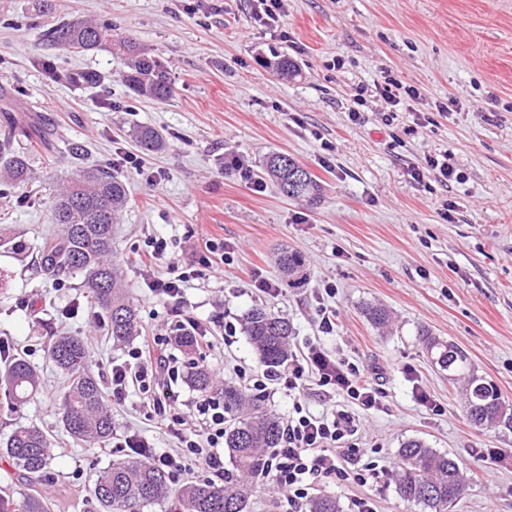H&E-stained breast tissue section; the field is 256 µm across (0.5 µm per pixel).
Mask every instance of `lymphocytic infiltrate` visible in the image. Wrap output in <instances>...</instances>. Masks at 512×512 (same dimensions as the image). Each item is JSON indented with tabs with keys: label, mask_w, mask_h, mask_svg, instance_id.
Here are the masks:
<instances>
[{
	"label": "lymphocytic infiltrate",
	"mask_w": 512,
	"mask_h": 512,
	"mask_svg": "<svg viewBox=\"0 0 512 512\" xmlns=\"http://www.w3.org/2000/svg\"><path fill=\"white\" fill-rule=\"evenodd\" d=\"M190 278V272L174 264L167 278L152 282L151 290L156 296L173 302L167 328L137 336L126 359L112 366L107 384L116 400L124 397L129 386H138L146 396L148 417L178 439L177 453L164 452L155 457L156 464L170 477H178L191 463L209 479L220 480L224 477V456L220 452L224 443V401L209 396L186 402L179 385V361L173 354L176 343L186 335L194 338L195 354L205 355L210 347L206 326L179 304L183 286ZM311 378L318 386L331 388L363 409L380 406L377 390L359 367L329 355L314 343L300 353L291 354L287 365L270 376L276 390L291 395L299 393L303 383ZM191 416L198 423L197 429L187 426ZM353 432L354 418L345 410L329 416L300 411L289 416L284 444L272 451L268 469L276 484L287 492V512H301L317 481L347 476L355 450L342 447L341 442Z\"/></svg>",
	"instance_id": "obj_1"
}]
</instances>
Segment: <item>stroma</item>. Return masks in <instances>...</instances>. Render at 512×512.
Returning <instances> with one entry per match:
<instances>
[{
	"mask_svg": "<svg viewBox=\"0 0 512 512\" xmlns=\"http://www.w3.org/2000/svg\"><path fill=\"white\" fill-rule=\"evenodd\" d=\"M276 23L254 21L256 0H0V89L15 114L33 116L53 147L29 149L32 186L0 197V225L23 243L0 252V340L39 370L38 393L18 411L0 400V443L20 425L36 424L54 440L51 478L43 487L53 512H97L89 489L99 470L123 456L137 435L151 453L175 450L176 439L148 420L137 388L109 401L112 441L87 448L63 428V378L48 358L49 336L70 334L89 348L92 373L107 378L123 346L101 326L81 276L65 287L37 269L46 238L55 236L50 204L79 170L111 165L130 198L114 227L118 265L142 327H164L168 304L150 290L171 259L192 266L209 241L231 261L220 274L192 279L183 305L209 324L208 365L215 388L241 386L240 371L262 372L242 329L256 304L287 317L292 351L316 341L365 368L379 408L355 409L359 448L354 469L369 474L318 482L352 512L371 497L376 512H421L395 492L398 450L411 438L454 454L465 491L453 512H512V433L474 427L464 407V381L432 363L418 336L429 329L468 356L478 377L512 406V0H280ZM112 23L166 61L175 83L164 101L131 95L121 60L109 49L64 52L43 30L71 18ZM292 59L296 75L278 78L268 64ZM95 69L103 91L78 86ZM394 78L420 95L414 110L393 109L376 92ZM149 125L166 139L150 154L130 137ZM82 145L83 155L70 151ZM291 155L320 182V203L288 198L273 182L262 191L234 172L237 156L262 174L266 157ZM447 159L455 176L442 183L427 171ZM423 179H415V170ZM165 239L163 256L149 244ZM299 252L304 279L289 283L276 252ZM279 285L277 294L255 282ZM333 286L335 296L324 295ZM385 306L388 328L371 326L367 303ZM336 316L324 334L317 310ZM426 392L433 408L421 406ZM280 419L295 405L316 415L346 408L342 396L308 380L300 397L267 395Z\"/></svg>",
	"mask_w": 512,
	"mask_h": 512,
	"instance_id": "35a3bbf8",
	"label": "stroma"
}]
</instances>
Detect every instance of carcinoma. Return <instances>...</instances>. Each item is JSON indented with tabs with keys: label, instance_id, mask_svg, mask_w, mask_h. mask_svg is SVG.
I'll list each match as a JSON object with an SVG mask.
<instances>
[{
	"label": "carcinoma",
	"instance_id": "carcinoma-1",
	"mask_svg": "<svg viewBox=\"0 0 512 512\" xmlns=\"http://www.w3.org/2000/svg\"><path fill=\"white\" fill-rule=\"evenodd\" d=\"M112 24L86 19L62 21L46 31L50 45L78 52L112 46ZM123 61L121 80L136 96L163 101L174 92L165 62L126 35L115 44ZM104 76L94 69L78 74V84L95 89ZM136 142L148 152L166 146L165 137L156 129L141 126L133 130ZM49 144L48 133L34 119L11 117L0 131V179L14 187L32 180L26 153L13 148L14 141ZM266 173L289 198L317 201L321 185L294 158L274 153L268 157ZM128 200L126 183L105 167L89 168L76 174L54 195L51 223L60 226L57 238L46 240L38 254L40 271L54 276L80 273L84 286L95 304L105 314L108 336L116 344L124 343L139 332L137 311L127 295L121 277L112 264V226L119 223ZM279 265L290 276L303 268L300 255L284 250ZM369 321L377 328L390 322L388 311L369 305ZM249 342L260 362L273 371L288 361L293 336L291 322L262 305L252 307L243 318ZM419 336L428 356L450 374L468 373L465 407L470 421L486 428L512 431V408L501 400L497 389L470 373L466 353L456 345L422 329ZM51 362L65 375L59 414L66 432L94 448L112 438V415L107 407V393L88 368V351L77 336L59 335L50 339ZM190 383L200 393L212 391L207 369L196 367ZM0 385L5 388L7 404L19 408L40 388V375L28 361L17 355L4 359ZM224 412L233 416L225 429L227 448L235 472L224 482L191 481L172 488L169 475L154 462L146 448H134L123 459L112 461L97 475L89 493L101 512H147L155 505H165L168 512H247L249 491L240 476L261 475L269 468V450L280 445L283 430L280 418L258 398L250 399L234 386L221 392ZM51 441L37 425L16 428L4 443V456L20 472L29 486L18 512H52L51 503L38 489L48 478ZM400 470L395 480L397 495L421 507L422 512H451L464 491V479L457 461L449 454L429 447L420 439H409L398 449ZM306 512H342L334 495H321L306 504Z\"/></svg>",
	"mask_w": 512,
	"mask_h": 512
}]
</instances>
